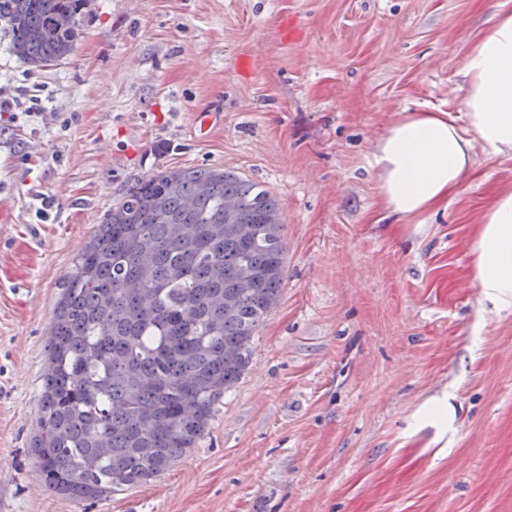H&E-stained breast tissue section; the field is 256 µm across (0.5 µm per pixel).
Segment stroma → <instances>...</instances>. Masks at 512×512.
Segmentation results:
<instances>
[{"instance_id": "stroma-1", "label": "stroma", "mask_w": 512, "mask_h": 512, "mask_svg": "<svg viewBox=\"0 0 512 512\" xmlns=\"http://www.w3.org/2000/svg\"><path fill=\"white\" fill-rule=\"evenodd\" d=\"M512 0H87L67 59L0 23V512H512V311L477 315L482 213L512 156L421 218L372 154L403 110L460 116ZM219 113L206 132L198 116ZM166 152H157L158 144ZM220 167L280 207L285 280L251 363L163 475L77 503L30 453L64 277L134 180ZM453 391L454 431L420 423Z\"/></svg>"}]
</instances>
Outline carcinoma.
Listing matches in <instances>:
<instances>
[{
  "label": "carcinoma",
  "mask_w": 512,
  "mask_h": 512,
  "mask_svg": "<svg viewBox=\"0 0 512 512\" xmlns=\"http://www.w3.org/2000/svg\"><path fill=\"white\" fill-rule=\"evenodd\" d=\"M85 0H0L10 51L67 58ZM274 196L218 167L164 168L128 186L64 282L31 445L75 501L163 474L204 435L251 362L284 281Z\"/></svg>",
  "instance_id": "carcinoma-1"
}]
</instances>
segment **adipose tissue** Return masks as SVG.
I'll return each instance as SVG.
<instances>
[{
    "instance_id": "1",
    "label": "adipose tissue",
    "mask_w": 512,
    "mask_h": 512,
    "mask_svg": "<svg viewBox=\"0 0 512 512\" xmlns=\"http://www.w3.org/2000/svg\"><path fill=\"white\" fill-rule=\"evenodd\" d=\"M465 126L448 112L400 113L373 154L383 206L401 218L445 201L473 172L476 144L512 153V12L496 16L463 65ZM470 277L481 310H512V192L484 214Z\"/></svg>"
}]
</instances>
